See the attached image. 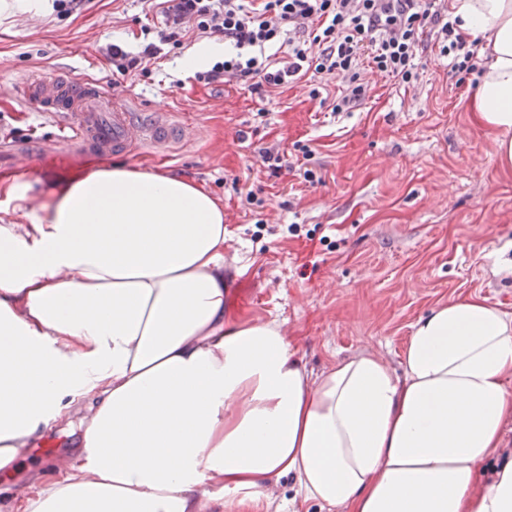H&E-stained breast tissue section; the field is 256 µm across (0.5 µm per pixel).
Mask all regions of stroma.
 <instances>
[{
    "instance_id": "stroma-1",
    "label": "stroma",
    "mask_w": 512,
    "mask_h": 512,
    "mask_svg": "<svg viewBox=\"0 0 512 512\" xmlns=\"http://www.w3.org/2000/svg\"><path fill=\"white\" fill-rule=\"evenodd\" d=\"M145 11L142 0H92L60 20L49 8L0 2V139L54 145L33 170L0 165V175L40 199L56 176L87 162L11 91L57 71L113 85L103 49L137 50ZM202 52L223 57V36L186 41L151 77L117 87L126 101L178 113L198 129L172 154L140 150L120 162L204 184L223 203L235 319L278 321L317 374L358 354L399 368L412 324L456 298L477 294L512 315V175L501 173L494 135L468 109L474 79H449L447 59L432 52L417 86L371 76L370 98L337 114L303 82L262 94L199 83L184 61ZM298 141L310 145L308 166L321 183L293 168L269 177L260 148L289 153ZM250 191L262 206L247 205Z\"/></svg>"
}]
</instances>
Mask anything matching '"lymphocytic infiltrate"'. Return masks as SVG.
<instances>
[{
    "label": "lymphocytic infiltrate",
    "mask_w": 512,
    "mask_h": 512,
    "mask_svg": "<svg viewBox=\"0 0 512 512\" xmlns=\"http://www.w3.org/2000/svg\"><path fill=\"white\" fill-rule=\"evenodd\" d=\"M162 26H142L138 51L112 44L107 56L113 77L150 75L167 51L188 35L220 34L224 55L197 82L248 85L254 92L306 82L311 98L320 85L339 79L333 112H350L369 97L368 74L399 84L419 83L422 55L438 51L448 75L465 79L478 69L472 44L457 33L447 0H153ZM285 56H278V49Z\"/></svg>",
    "instance_id": "obj_1"
}]
</instances>
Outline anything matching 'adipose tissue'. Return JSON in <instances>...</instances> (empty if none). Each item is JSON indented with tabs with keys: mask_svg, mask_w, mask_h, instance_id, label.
I'll return each mask as SVG.
<instances>
[{
	"mask_svg": "<svg viewBox=\"0 0 512 512\" xmlns=\"http://www.w3.org/2000/svg\"><path fill=\"white\" fill-rule=\"evenodd\" d=\"M483 71L469 103L512 172V0H450ZM0 473L78 420L53 481L0 512H267L280 479L328 512H512V316L471 296L418 318L402 371L357 355L319 375L275 321L225 305L224 205L122 164L43 203L0 179Z\"/></svg>",
	"mask_w": 512,
	"mask_h": 512,
	"instance_id": "adipose-tissue-1",
	"label": "adipose tissue"
}]
</instances>
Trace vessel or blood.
<instances>
[{
    "mask_svg": "<svg viewBox=\"0 0 512 512\" xmlns=\"http://www.w3.org/2000/svg\"><path fill=\"white\" fill-rule=\"evenodd\" d=\"M23 100L59 117L65 141L76 151L100 156L129 155L147 148H169L189 138L192 124L170 112H149L115 98L99 84L74 82L63 74L22 83Z\"/></svg>",
    "mask_w": 512,
    "mask_h": 512,
    "instance_id": "b4317fda",
    "label": "vessel or blood"
}]
</instances>
